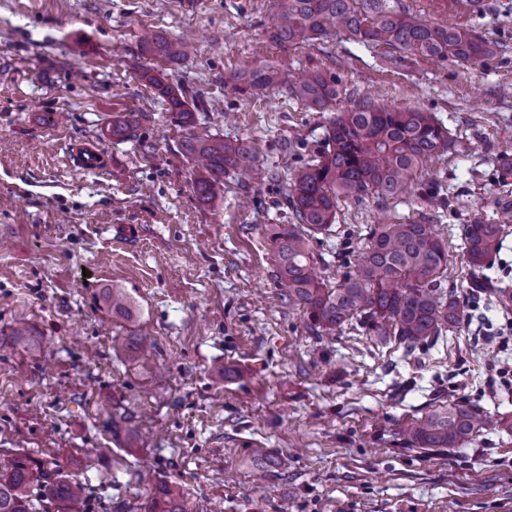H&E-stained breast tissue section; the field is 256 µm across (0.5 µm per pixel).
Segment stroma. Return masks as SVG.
Masks as SVG:
<instances>
[{
    "label": "stroma",
    "mask_w": 512,
    "mask_h": 512,
    "mask_svg": "<svg viewBox=\"0 0 512 512\" xmlns=\"http://www.w3.org/2000/svg\"><path fill=\"white\" fill-rule=\"evenodd\" d=\"M275 0H0V449L51 457L86 482L91 512H133L151 493L139 473L181 483L187 512H512V433L488 429L459 448L404 447V430L431 406L467 400L512 417V311L494 295L470 304L459 227L499 223L512 203V0H402L440 23L507 42L487 64L414 60L396 67L380 49L330 35L279 46L265 29ZM189 36L194 50L169 74L201 93L199 129L250 141L258 162L226 179L213 205L194 189L181 130L139 74L140 33ZM281 73L337 75L336 107L314 111L284 88L244 98L226 82L250 64ZM434 113L455 141L427 164L412 193L342 207L313 240L319 272L335 280L379 218L437 216L448 241V286L468 319L427 350L373 347L360 329L315 335L278 288L266 228L289 223L295 170L323 149L336 112L363 98ZM132 112L131 138H114ZM233 121H225V113ZM99 148L105 171L71 150ZM125 287L131 318L101 294ZM25 317L36 341L15 343ZM155 348L131 360L112 339L138 327ZM229 376L218 377L217 369ZM134 413L138 438L112 432ZM277 464L264 481L253 449Z\"/></svg>",
    "instance_id": "35a3bbf8"
}]
</instances>
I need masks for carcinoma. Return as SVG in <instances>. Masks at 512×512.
Returning <instances> with one entry per match:
<instances>
[{
	"mask_svg": "<svg viewBox=\"0 0 512 512\" xmlns=\"http://www.w3.org/2000/svg\"><path fill=\"white\" fill-rule=\"evenodd\" d=\"M348 40L396 51L391 62L403 65L414 57L444 62L485 64L501 47L470 26L440 24L415 15L399 0H278L266 27L279 46H298L331 33ZM138 49L156 65L139 80L154 88L168 104L171 123L182 130L181 150L198 169L194 190L212 203L224 178L256 167L251 143L196 131L193 110L181 88L168 82L167 67L186 61L192 46L165 33L147 29ZM278 84L306 106L323 109L336 102L340 80L319 70L293 82L271 66H248L234 72L231 90L254 96ZM138 123L134 113L112 123V136L129 138ZM325 149L297 169L289 186L293 223L272 224L267 240L278 263L279 287L288 302L307 315L309 324L326 334L352 323L375 346L394 341L412 351L433 346L462 326L465 305L445 287L450 254L436 225L409 219L376 224L356 258L355 270L331 284L314 273L317 264L311 240L332 232L340 205L367 196L385 201L407 192L419 170L454 147V140L431 112L395 108L368 99L340 112L330 124ZM512 224V208L500 224L461 225L460 238L471 273L490 268L501 245L503 225ZM108 309L131 314V298L119 284L104 294ZM152 343L143 331L112 337V349L132 354ZM490 427L512 432V418L493 416L465 400L441 404L405 429L411 449L459 448ZM112 428L128 438L137 435L133 415L112 414ZM88 486L57 464L23 452H0V512H88ZM145 512H186L185 493L177 481L159 480L144 505Z\"/></svg>",
	"mask_w": 512,
	"mask_h": 512,
	"instance_id": "1",
	"label": "carcinoma"
}]
</instances>
